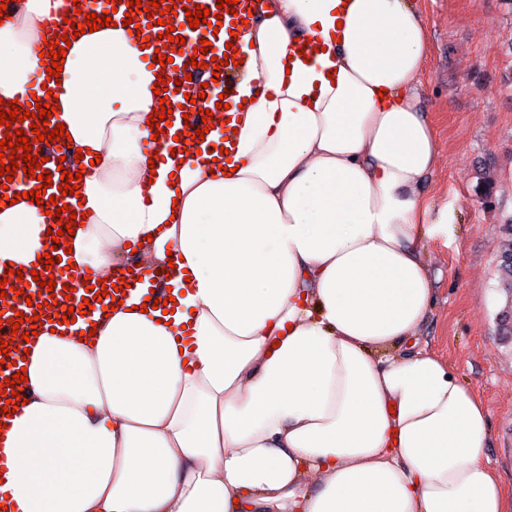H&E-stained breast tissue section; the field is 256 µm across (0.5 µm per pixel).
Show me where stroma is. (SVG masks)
I'll list each match as a JSON object with an SVG mask.
<instances>
[{"mask_svg":"<svg viewBox=\"0 0 512 512\" xmlns=\"http://www.w3.org/2000/svg\"><path fill=\"white\" fill-rule=\"evenodd\" d=\"M427 23L421 107L439 140L424 189L448 208L447 239L422 238L436 301L422 335L484 402L486 454L512 485V337L497 268L512 239V0H410Z\"/></svg>","mask_w":512,"mask_h":512,"instance_id":"35a3bbf8","label":"stroma"}]
</instances>
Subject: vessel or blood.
Returning a JSON list of instances; mask_svg holds the SVG:
<instances>
[{"instance_id": "vessel-or-blood-1", "label": "vessel or blood", "mask_w": 512, "mask_h": 512, "mask_svg": "<svg viewBox=\"0 0 512 512\" xmlns=\"http://www.w3.org/2000/svg\"><path fill=\"white\" fill-rule=\"evenodd\" d=\"M178 5L179 10L173 18L174 25L180 26L181 37L185 39V45L181 54L175 55L172 67L166 68L165 74L170 79L181 80L182 85L179 90H168L167 96L174 111L170 117L173 128L176 131H189L196 132L200 129L201 124L197 119L186 120L183 119L182 104H185L187 96H194L197 99L196 105L202 109H215L219 100L220 94L224 92H236L239 84L245 77V69L241 66L225 65L221 68L220 75H213L211 69H200L192 66L190 56L193 54L195 47L199 46L201 39H208L215 50L216 56H223L226 51V44L230 42L229 35L234 23L237 19L246 18L249 10L255 9L257 0H239L237 5L236 14H224L222 23L217 30L203 31V29H191L186 27V12L187 4H197L200 7L215 8L217 0H174ZM32 154L34 157L40 158L42 164L41 171H48L52 174V187L47 188V195L56 197L58 204L77 206L78 200L73 195H63L61 190H58L57 185L61 181V173L58 169L60 160L59 154L47 153L42 143H35L32 146ZM39 182L37 179L28 176L27 172L17 171L13 180H6L5 177L0 176V198L4 197L5 193H23L29 190L37 189ZM54 278L55 286L53 292L57 299L54 305V312H61V303L64 301L66 293L63 289L65 279L63 275H50L48 270H40L39 274H31V272H24L22 277H8V285H16L17 281H25L30 285L29 291L31 294H38L40 287L38 285L39 279ZM7 311L5 316L7 318L6 324L0 325V340L12 343L13 350L9 352L8 358L10 363L8 366L0 368V383L4 382L6 378L12 377L16 374V362L21 361V350L25 348L26 342L24 339H16L12 336V328L9 324L10 318H13L15 311H22L25 317L31 318L39 315L40 310L38 306L27 305L25 296H17L16 299L7 300Z\"/></svg>"}]
</instances>
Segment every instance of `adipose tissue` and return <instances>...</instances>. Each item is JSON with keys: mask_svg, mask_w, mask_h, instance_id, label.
<instances>
[{"mask_svg": "<svg viewBox=\"0 0 512 512\" xmlns=\"http://www.w3.org/2000/svg\"><path fill=\"white\" fill-rule=\"evenodd\" d=\"M55 0L0 24V99L46 75ZM229 162L158 161L155 71L125 28L66 53L55 108L86 166L70 275L176 256L169 311L146 285L93 339L44 332L5 442L18 512H512L489 414L415 340L435 302L418 243L448 233L424 191L439 144L416 86L408 0H262ZM309 56H301V49ZM44 209L0 206V263L32 265Z\"/></svg>", "mask_w": 512, "mask_h": 512, "instance_id": "ef3b65f1", "label": "adipose tissue"}]
</instances>
